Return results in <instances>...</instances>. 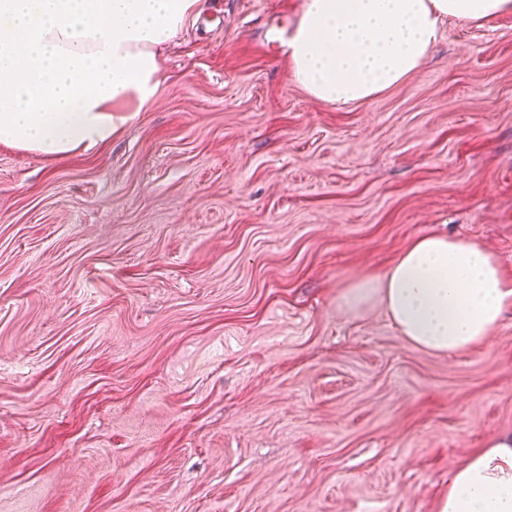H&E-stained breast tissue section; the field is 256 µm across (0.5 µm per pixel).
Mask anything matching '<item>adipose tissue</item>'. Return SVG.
I'll use <instances>...</instances> for the list:
<instances>
[{
	"mask_svg": "<svg viewBox=\"0 0 512 512\" xmlns=\"http://www.w3.org/2000/svg\"><path fill=\"white\" fill-rule=\"evenodd\" d=\"M199 0H0V144L49 158L107 142L165 82L160 49ZM512 0H304L288 38L294 81L329 104L363 103L402 83L444 20L486 21ZM380 294L415 347L438 354L486 341L512 308L498 260L460 237L415 238L379 275L354 283L352 307ZM438 512H512V436L471 454Z\"/></svg>",
	"mask_w": 512,
	"mask_h": 512,
	"instance_id": "adipose-tissue-1",
	"label": "adipose tissue"
}]
</instances>
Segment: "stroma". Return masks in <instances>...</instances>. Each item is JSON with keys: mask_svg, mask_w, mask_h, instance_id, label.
Segmentation results:
<instances>
[{"mask_svg": "<svg viewBox=\"0 0 512 512\" xmlns=\"http://www.w3.org/2000/svg\"><path fill=\"white\" fill-rule=\"evenodd\" d=\"M303 3L200 0L111 140L0 145V512H437L512 435V311L439 355L340 306L431 233L512 278V13L340 106Z\"/></svg>", "mask_w": 512, "mask_h": 512, "instance_id": "obj_1", "label": "stroma"}]
</instances>
